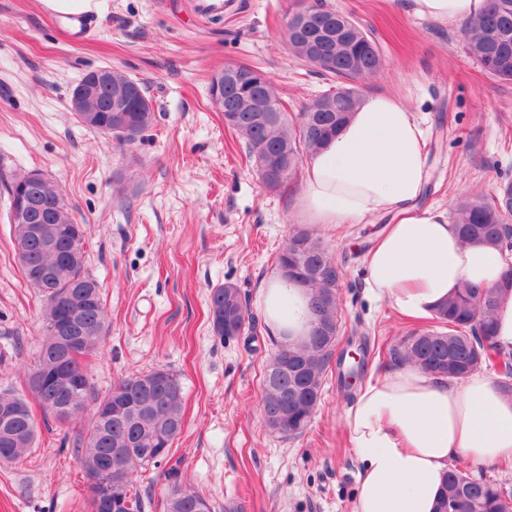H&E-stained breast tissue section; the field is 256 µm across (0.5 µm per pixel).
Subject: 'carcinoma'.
Returning a JSON list of instances; mask_svg holds the SVG:
<instances>
[{
	"instance_id": "1",
	"label": "carcinoma",
	"mask_w": 512,
	"mask_h": 512,
	"mask_svg": "<svg viewBox=\"0 0 512 512\" xmlns=\"http://www.w3.org/2000/svg\"><path fill=\"white\" fill-rule=\"evenodd\" d=\"M313 22L302 27H286L289 51L306 63L338 79L358 81L375 75L382 67L375 40L349 16L313 4ZM467 53L495 80L512 83V0H486L484 10L462 22ZM245 79L234 83L216 72L209 83V96L224 123L240 135L255 158L257 173L270 189L291 180L303 160L323 147L363 103L359 89L342 86L305 104L295 116L284 112L274 98L273 112H230L228 108L254 93L250 82L267 75L255 67L241 66ZM112 102H121L123 112H100V119L88 124L98 132L112 127V137L133 141L152 125L154 113L145 89L138 81L118 70L103 89ZM30 198L45 203L49 210L67 209L58 185L47 178L29 183ZM451 222L464 242L512 251V181L499 184L496 194L485 199L459 198L451 212ZM26 224L13 225V248L28 239L25 259H17L26 282L36 289L43 305L44 323L58 317L50 301L66 296L86 295L91 307L80 316L81 340L63 347L56 338L44 334L38 355L25 371L29 396L0 394V461L19 462L36 443L37 421L31 403L41 408L44 418L60 425L71 423L91 402L98 401L84 357L96 353L108 331L107 314L98 282L85 268V229L71 225L73 251L60 246L56 224L41 225L42 233L27 237ZM49 264L57 271L46 287L39 276ZM281 275L303 288L308 312V329L302 336L283 337L271 352L263 379L261 410L268 428L288 438L304 434L317 413L325 378L343 329L338 291L343 270L323 241L311 233L295 229L288 234L277 256ZM503 287L480 288L465 285L440 304L433 317L437 328L409 336L392 349L395 360L410 361L424 372L461 378L482 368H492L506 379L512 378V354L497 348L494 316L500 294L512 288V267L503 272ZM209 315L213 333L232 340L255 329V317L239 288L233 284L213 289ZM64 360L69 372L84 383L80 395L50 380L56 362ZM127 407L123 415L111 419L93 418L87 431L76 433L73 452L83 472L89 492L95 476L92 462L108 463L114 451L121 452L119 474L112 478V491L119 494L122 512H144L145 501L133 484V477L149 467L168 464L173 459L172 444L184 423V395L181 382L171 371L157 368L117 382L110 392ZM165 512H212L209 502L174 480L164 499ZM436 512H512V492L494 481L475 479L469 472L449 471Z\"/></svg>"
}]
</instances>
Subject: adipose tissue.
Returning a JSON list of instances; mask_svg holds the SVG:
<instances>
[{
	"label": "adipose tissue",
	"instance_id": "adipose-tissue-1",
	"mask_svg": "<svg viewBox=\"0 0 512 512\" xmlns=\"http://www.w3.org/2000/svg\"><path fill=\"white\" fill-rule=\"evenodd\" d=\"M484 0H410L418 17L455 22ZM429 179L424 132L393 94L369 96L303 168L300 213L326 229L392 220L366 257L371 294L398 313L426 319L466 283L501 285L512 253L462 245L445 211L417 201ZM277 336L306 330L303 291L281 276L260 289ZM359 463L354 512H434L449 462L512 460V399L479 373L442 379L404 362L370 377L344 417Z\"/></svg>",
	"mask_w": 512,
	"mask_h": 512
}]
</instances>
